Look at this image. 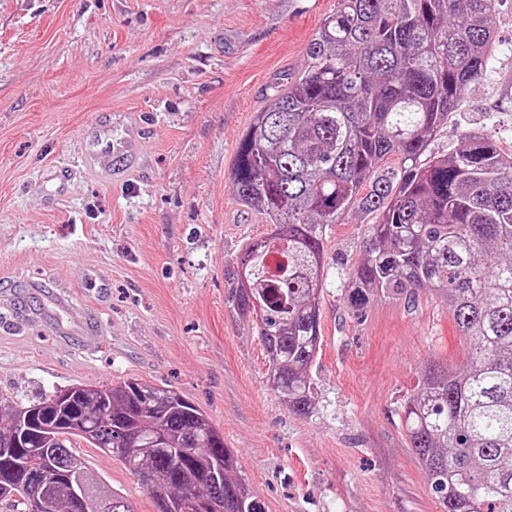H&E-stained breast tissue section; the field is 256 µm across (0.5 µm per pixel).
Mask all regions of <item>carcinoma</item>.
I'll return each instance as SVG.
<instances>
[{"mask_svg": "<svg viewBox=\"0 0 512 512\" xmlns=\"http://www.w3.org/2000/svg\"><path fill=\"white\" fill-rule=\"evenodd\" d=\"M497 45L494 0H338L305 69L276 86L241 135L230 173L233 195L269 232L225 267V305L255 322L289 412L312 413L324 244L345 213L379 216L348 278L352 308L419 289L448 305L466 364L426 371L403 408L409 448L443 512H512V166L484 130L422 160L491 71ZM392 155L394 172L382 168ZM69 390L65 403L57 389L0 400L6 512H30L40 475L63 500L80 482L73 512H132L91 478L81 443L147 474L156 512H264L235 478L221 432L175 390L137 379ZM73 417L85 431L62 429Z\"/></svg>", "mask_w": 512, "mask_h": 512, "instance_id": "cac0c4a2", "label": "carcinoma"}]
</instances>
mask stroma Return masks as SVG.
Wrapping results in <instances>:
<instances>
[{"mask_svg": "<svg viewBox=\"0 0 512 512\" xmlns=\"http://www.w3.org/2000/svg\"><path fill=\"white\" fill-rule=\"evenodd\" d=\"M337 0H0V396L136 378L195 403L224 435L265 512H441L402 426L424 366L468 350L436 294L344 287L375 215L348 212L325 248L315 411L289 414L262 342L224 302V267L267 230L228 176L274 78L298 73ZM501 50L429 151L466 130L512 162V0H495ZM142 112L144 163L116 186L86 175L82 130ZM98 317L58 335L72 311ZM35 318L19 329L15 315ZM135 512H155L120 460L83 447Z\"/></svg>", "mask_w": 512, "mask_h": 512, "instance_id": "obj_1", "label": "stroma"}]
</instances>
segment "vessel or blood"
Segmentation results:
<instances>
[{
	"instance_id": "b4317fda",
	"label": "vessel or blood",
	"mask_w": 512,
	"mask_h": 512,
	"mask_svg": "<svg viewBox=\"0 0 512 512\" xmlns=\"http://www.w3.org/2000/svg\"><path fill=\"white\" fill-rule=\"evenodd\" d=\"M136 119V113H118L114 122L101 124L93 135L85 137L83 162L88 172L109 181L137 165L140 146L126 131Z\"/></svg>"
}]
</instances>
